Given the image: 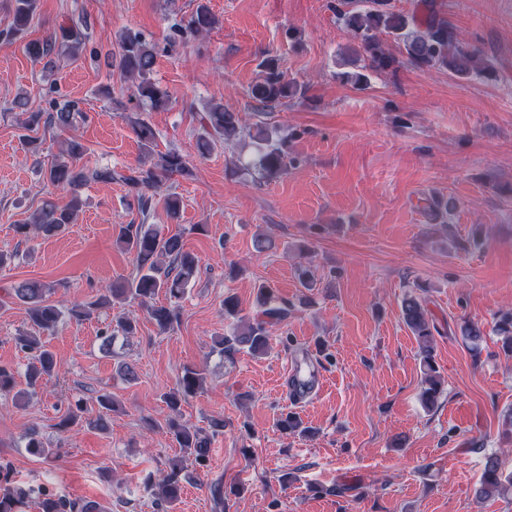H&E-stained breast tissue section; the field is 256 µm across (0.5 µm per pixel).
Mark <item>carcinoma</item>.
<instances>
[{"mask_svg":"<svg viewBox=\"0 0 512 512\" xmlns=\"http://www.w3.org/2000/svg\"><path fill=\"white\" fill-rule=\"evenodd\" d=\"M36 8V0H15L14 22L10 29L0 36L8 38L22 31L29 23ZM344 23L358 38V46L352 49L348 65L352 70L344 72L340 78L355 85L367 83L369 74L392 69L397 60L388 52L381 35L387 34L403 42L406 61L426 71H446L458 77H468L479 72L480 58L476 49L460 41L447 22L435 16L419 20L392 7L390 0H364V9L339 11ZM217 23L209 8L198 4L196 10L185 20L173 25L174 36L170 47L185 41L187 37L203 36ZM89 37L78 24L60 26L59 32L44 39L32 40L26 45L27 54L40 61L53 55L56 48L66 45L75 56L89 51L92 58L98 56L96 48H87ZM156 58V46L139 31H127L119 39L118 57L115 65L122 78L132 83L130 100L140 104L147 102L157 111L167 107L170 94L167 87L151 77ZM262 78L250 89L251 98L261 107L277 105L281 101L297 95L296 81L287 78L273 60L263 65ZM86 119L79 103L73 100L55 101L50 112H30L22 121L21 128L31 131L43 124L49 127L68 129L75 126L77 119ZM200 123L206 137L202 147L209 148L219 141L229 142L241 137H249L257 144L258 156L254 168L260 178L270 180L279 176L291 158L288 147L276 132L259 121L251 127L242 124L239 113L224 107V103H213L202 113ZM133 130L144 151V159L135 167L124 171L109 167L74 165L83 156L85 147L73 139L67 144L64 156L44 174L45 180L54 187L74 189L88 181L110 183L119 181L127 187L128 196L136 202L138 210L147 218L152 207V192L163 186L174 175H191L186 159L176 151L155 152L156 133L152 125L142 118L133 123ZM80 203L72 199L68 207L60 209L52 203L45 204L29 224L15 225V232L28 237L30 231L47 236L59 231L64 225L74 221ZM117 242L134 255L136 272L129 279L115 283L109 288L110 295L122 301L137 300L146 307L149 318L159 331L166 332L179 321L180 306L185 288L198 273V260L184 251L181 237L177 234L165 235L152 224H122L119 226ZM164 293L167 303L156 305L155 296ZM51 288L44 284L29 281L13 288V296L28 305L31 322L42 331L54 330L63 312L57 305L46 300ZM105 297L68 309L70 319L81 323L90 319L101 306ZM256 314L253 319L239 316L238 302L232 295L224 298V318L236 320L234 331L228 336L215 340L227 359L242 348L254 355L266 352L269 345L268 326L281 324L288 319V302L279 299L272 289L265 285L256 288ZM404 323L419 342V359L423 380L419 393L422 405L432 409L438 405L444 392V382L437 369L433 341L438 331L429 317L424 301L413 294L404 296L401 302ZM463 340L471 345V350L479 349L482 339L480 328L465 322L460 327ZM495 330L502 336V349L512 354V310L499 312ZM16 346L31 355V365L27 373V386L35 388L38 381L55 374L54 354L45 348L40 337L31 333L15 337ZM204 372L194 366L182 368L175 387L163 393L162 402L168 409L164 426L179 448V455L169 462V470L157 484L154 495L168 506H173L180 498L182 481L185 478L186 463L190 460L198 466L206 465L208 459V439L201 436V430L193 429L181 420V406L203 389ZM14 372L0 366V392L13 393L15 405L25 406L23 398L27 392L15 390ZM102 427V416H91L86 403L78 401L70 408L59 426L66 429L75 426ZM512 492V474H504L499 461L490 458L486 461L482 475L480 493L485 496L503 495ZM33 490L13 481L8 469L0 466V512H25ZM36 506L39 512H96L97 506L66 500L46 490L39 492Z\"/></svg>","mask_w":512,"mask_h":512,"instance_id":"carcinoma-1","label":"carcinoma"}]
</instances>
